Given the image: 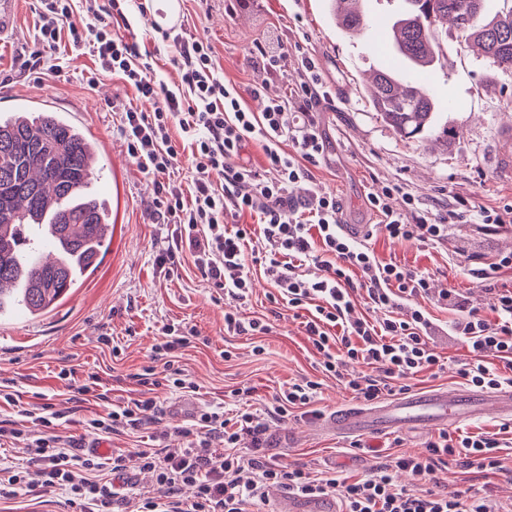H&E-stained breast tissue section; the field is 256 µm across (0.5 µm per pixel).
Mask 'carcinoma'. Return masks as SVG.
Returning a JSON list of instances; mask_svg holds the SVG:
<instances>
[{
  "mask_svg": "<svg viewBox=\"0 0 512 512\" xmlns=\"http://www.w3.org/2000/svg\"><path fill=\"white\" fill-rule=\"evenodd\" d=\"M401 2L389 39L413 72L377 71L370 101L396 134L446 144L451 131L441 122L438 101L416 86L414 72L432 71L440 62L437 29L448 21L493 64L512 68V7L488 18L485 0ZM337 15L350 34L368 29L357 9ZM98 160L97 141L60 112L0 115V319L18 307L34 318L51 312L95 266L112 236L105 201L88 189ZM43 239L56 259L35 258Z\"/></svg>",
  "mask_w": 512,
  "mask_h": 512,
  "instance_id": "cac0c4a2",
  "label": "carcinoma"
}]
</instances>
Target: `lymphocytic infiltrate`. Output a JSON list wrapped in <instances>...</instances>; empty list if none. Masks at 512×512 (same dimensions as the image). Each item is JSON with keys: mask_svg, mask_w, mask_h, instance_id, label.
<instances>
[{"mask_svg": "<svg viewBox=\"0 0 512 512\" xmlns=\"http://www.w3.org/2000/svg\"><path fill=\"white\" fill-rule=\"evenodd\" d=\"M37 4L43 23L25 62L27 70L60 75L66 43L95 57L97 66L85 77L88 86L112 74L135 92L139 104L123 110L120 132L139 171L153 178L154 206L172 227L157 258L159 268L173 273L184 256H191L211 287L244 300L252 288L251 266H262L289 308L308 310L305 332L322 357L324 372L334 375L344 361L355 363L345 386L360 400L374 402L405 391L418 373L439 366L440 357L430 345L431 315L414 299L430 294L435 304L452 306L454 291H431L428 276L381 261L374 250L342 231L336 198L313 187L311 170L319 166L325 143L311 111L289 118L287 99L265 89L252 92L263 101L262 111L249 110L237 88L221 78L213 46L193 36L162 32V39L172 40L176 48L177 77L157 79L152 57L112 30L114 19L125 18L130 0H110L106 9L91 4L82 13L74 10L72 0ZM147 103L152 106L148 112L143 109ZM252 141L264 155L258 166L240 160ZM287 141L292 151L284 150ZM185 154L192 170L188 196L170 178ZM392 197L389 189L367 197L389 239L436 244L447 238L449 226L461 221L452 209L426 219L417 215L411 196H404L400 208L393 207ZM310 260L323 264L326 277L304 273ZM356 283L366 289L382 319L354 314L349 290ZM451 332L471 355L458 371L466 384L512 386L511 288L495 292L489 312L469 308ZM158 334L153 358L162 362L169 388L194 391L173 357L197 338L196 329L165 324ZM488 356L498 358L503 370L487 367ZM318 388L312 380L289 384L260 413L250 408V390L239 389L240 405L232 417H225L221 408H208L195 424L174 427L162 448L102 455L71 436L33 437V428L49 426V419L40 407L22 403L18 394L1 386L0 404L15 409L17 417L0 422V436L22 443L27 457L25 466L0 467V495L58 491L79 512H127L126 495L103 474L147 470L156 476L158 494L140 503L136 512H259L272 486L303 497L338 496L342 512H512V504L489 490L419 495L394 488L395 472L426 478L450 460L480 477L506 472L504 443L491 432L439 433L424 451L387 454L356 478L314 475L266 457L270 421L294 410L311 415ZM156 406L152 397L133 399L88 419L87 425L102 437L135 429L143 423V412Z\"/></svg>", "mask_w": 512, "mask_h": 512, "instance_id": "lymphocytic-infiltrate-1", "label": "lymphocytic infiltrate"}]
</instances>
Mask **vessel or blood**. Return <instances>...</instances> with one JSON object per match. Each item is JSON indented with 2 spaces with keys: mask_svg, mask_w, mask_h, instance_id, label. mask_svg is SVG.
I'll return each instance as SVG.
<instances>
[{
  "mask_svg": "<svg viewBox=\"0 0 512 512\" xmlns=\"http://www.w3.org/2000/svg\"><path fill=\"white\" fill-rule=\"evenodd\" d=\"M512 417V388L494 391L468 386L406 393L370 405L350 404L332 413L325 423L339 435L388 433L414 425L450 427L467 418ZM278 512H332L321 500L280 497Z\"/></svg>",
  "mask_w": 512,
  "mask_h": 512,
  "instance_id": "obj_1",
  "label": "vessel or blood"
}]
</instances>
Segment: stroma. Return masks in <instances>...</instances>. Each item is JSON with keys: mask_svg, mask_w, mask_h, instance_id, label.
<instances>
[{"mask_svg": "<svg viewBox=\"0 0 512 512\" xmlns=\"http://www.w3.org/2000/svg\"><path fill=\"white\" fill-rule=\"evenodd\" d=\"M180 15L188 33L211 43L225 82L237 86L252 111L262 109L250 94L260 86L289 97L291 111H301L304 102L294 95L304 79L301 61L314 60L332 99L328 109L312 108L326 145L313 170L315 188L336 196L342 223L374 225L369 244L380 259L428 273L436 285L453 288L471 306L487 307L492 287L512 289L510 272L493 282L475 275L484 264L512 254V225L483 227L477 222L480 208H512V179L499 174L505 153H512V142L503 139L505 129L512 127V69H499L466 47L455 30L439 31L444 57L431 92L443 121L457 136L449 145H435L400 137L373 110L365 80L388 63L371 50L367 36H350L337 25L333 0H181ZM127 18L128 25H117V32L134 33L140 50L151 53L157 78L170 80L174 48L162 44L149 12L134 8ZM40 23L35 0H19L13 28L0 38V113L38 103L68 114L99 142V169L91 187L107 202L112 238L93 274L53 311L38 318L20 312L0 321V385L11 386L22 401L50 403L65 419L58 433L94 442L82 422L104 407L73 401L67 381L58 376L60 369H75L80 380L96 375L113 401L139 397L135 376L152 363L157 328L186 322L195 326L198 337L180 351L178 365L195 383L196 393L183 396L155 386L152 394L162 413L151 417L147 428L112 436L109 447L143 448L149 435L191 424L207 406L234 409L236 389L252 388L253 403L260 408L288 384L311 379L320 384L314 403L319 415H292L271 425L267 436L277 459L360 476L373 465L374 451L390 442H397L402 452L423 451L435 429L409 428L356 441L321 425L320 415L354 402L355 396L340 379L322 373L300 318L273 302V289L263 277H256L252 296L242 303L212 288L192 259H185L173 275L160 273L156 257L171 229L159 223L153 184L128 156L119 131L121 110L134 102V93L109 74L88 89L82 76L93 68L94 58L87 53L70 54L62 76L24 74L21 64ZM258 43L277 55L276 66L249 61V51ZM387 188L393 189L395 204H402L407 193L419 213L447 207L463 221L451 226L438 244L389 240L377 229L378 218L367 203L369 194ZM229 311L265 319L272 330L256 336L229 334L224 330ZM429 312L435 322L432 343L444 366L419 373L410 382L414 392L463 384L457 369L467 350L447 333L458 313L435 306ZM104 335L110 344L101 343ZM258 345L263 348L259 354L254 351ZM434 483L451 490L487 486L501 499H512V481L504 475L475 478L452 462L436 472Z\"/></svg>", "mask_w": 512, "mask_h": 512, "instance_id": "1", "label": "stroma"}]
</instances>
